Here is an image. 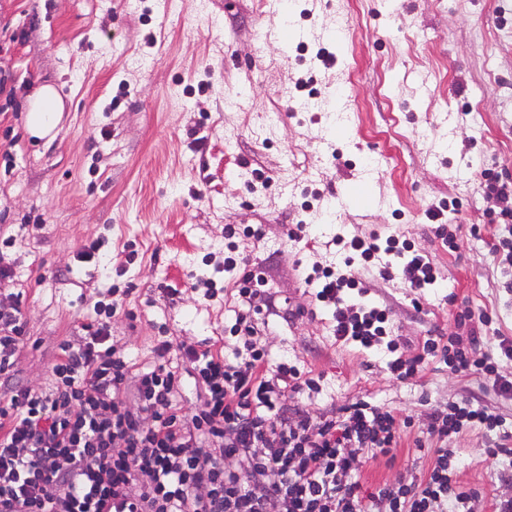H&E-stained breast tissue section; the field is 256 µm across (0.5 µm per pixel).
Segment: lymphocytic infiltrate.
<instances>
[{"label":"lymphocytic infiltrate","instance_id":"f902f5d3","mask_svg":"<svg viewBox=\"0 0 512 512\" xmlns=\"http://www.w3.org/2000/svg\"><path fill=\"white\" fill-rule=\"evenodd\" d=\"M345 263H370L391 255L382 279L399 274L413 291L437 281L432 262L405 253L396 238L337 237ZM231 255L224 270L234 273L240 307L235 332L243 342L231 356L207 341L174 344L157 338L151 367L134 370L117 355L110 322L93 320L83 336L62 341L49 388L18 386L0 398V512H469L471 492L453 479L458 464L445 444L466 428L492 432L486 453L512 468V431L480 403L452 402L429 413L418 449L437 442L425 478L371 487L357 473L366 460L391 456L401 429L390 411L357 399L322 416H289V394L316 393L318 380L285 363L269 368L267 353L254 342V322L269 307L262 270ZM316 299L333 310L337 339L369 349L386 340L389 311L346 301L356 288L351 276L315 267ZM469 340L447 344L427 339L421 354L388 364L394 378L416 377L427 355L441 353L453 372L475 373L494 392L512 398V379L497 369L512 358V338L499 337L495 352L482 350L488 316L460 315ZM24 341L19 302L0 306V376L11 375ZM179 349L197 371L204 400L194 414L178 403L181 377L165 362Z\"/></svg>","mask_w":512,"mask_h":512}]
</instances>
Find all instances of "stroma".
Instances as JSON below:
<instances>
[{
  "instance_id": "35a3bbf8",
  "label": "stroma",
  "mask_w": 512,
  "mask_h": 512,
  "mask_svg": "<svg viewBox=\"0 0 512 512\" xmlns=\"http://www.w3.org/2000/svg\"><path fill=\"white\" fill-rule=\"evenodd\" d=\"M301 42L281 47L277 0H0V253L14 263L0 299L20 295L25 333L11 378L45 386L60 342L115 304L112 344L138 365L154 339L208 340L225 350L238 306L224 281L225 231L262 266L274 305L256 337L270 366L293 364L322 390L289 398L319 415L355 397L413 416L394 461H367L372 485L424 476L418 426L473 398L512 426V400L480 375L428 358L416 379L387 370V350L336 340L304 278L339 266V233L395 235L428 255L446 284L425 299L400 279L354 265L364 302L386 306L398 351L422 353L456 334L461 310L490 318L494 350L512 337V276L489 250L503 207L475 162L512 176V0H291ZM272 34L257 54V30ZM311 88H298L304 78ZM47 83L65 110L54 137L24 128L27 94ZM278 113L268 124L267 113ZM446 224L448 247L434 234ZM295 224L308 239L290 241ZM103 241L100 264L77 254ZM211 278L204 299L195 277ZM133 293H126V286ZM303 315H296V308ZM470 429L452 439L456 482L474 512L505 493Z\"/></svg>"
}]
</instances>
